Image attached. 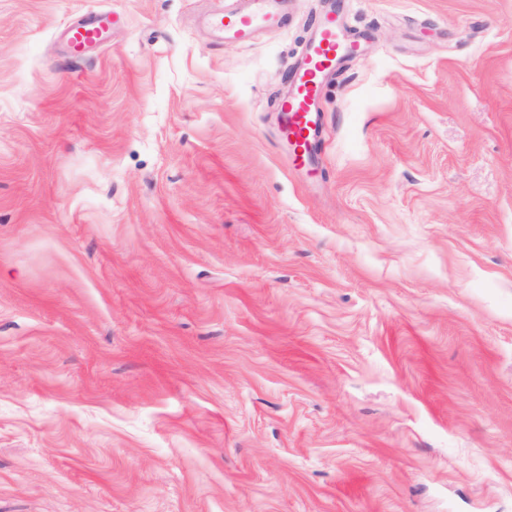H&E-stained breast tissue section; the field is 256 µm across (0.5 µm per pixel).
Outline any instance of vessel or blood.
<instances>
[{
  "label": "vessel or blood",
  "instance_id": "vessel-or-blood-1",
  "mask_svg": "<svg viewBox=\"0 0 512 512\" xmlns=\"http://www.w3.org/2000/svg\"><path fill=\"white\" fill-rule=\"evenodd\" d=\"M281 20L278 0H249L243 9L212 17L210 24L221 41L243 45L252 40L257 28L273 26ZM111 24V17L106 15L77 19L68 31L71 52L84 54L105 43ZM353 48L354 42L336 10L322 12L293 73L290 93L278 107L282 138L295 167H308L315 162L323 127V85L350 58Z\"/></svg>",
  "mask_w": 512,
  "mask_h": 512
}]
</instances>
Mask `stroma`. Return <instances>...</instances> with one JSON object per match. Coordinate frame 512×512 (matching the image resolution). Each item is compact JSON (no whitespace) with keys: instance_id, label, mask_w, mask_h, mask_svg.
Returning a JSON list of instances; mask_svg holds the SVG:
<instances>
[{"instance_id":"stroma-1","label":"stroma","mask_w":512,"mask_h":512,"mask_svg":"<svg viewBox=\"0 0 512 512\" xmlns=\"http://www.w3.org/2000/svg\"><path fill=\"white\" fill-rule=\"evenodd\" d=\"M241 2L0 0V512H512V0H349L310 171ZM240 10L225 12L210 19L217 38L232 44H248L260 26L277 25L282 20L280 0H248ZM112 25V17L97 15L81 17L70 25L68 42L74 54H85L102 45Z\"/></svg>"}]
</instances>
